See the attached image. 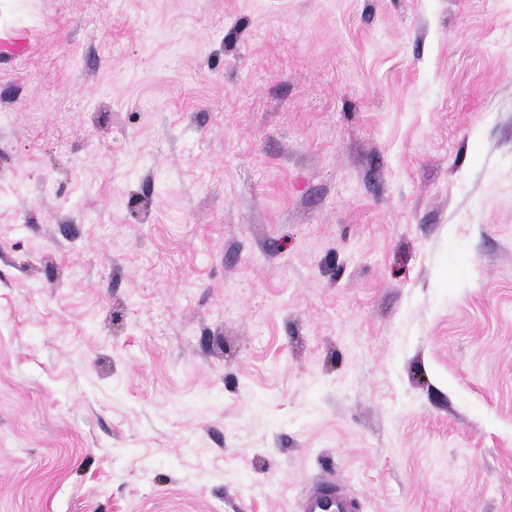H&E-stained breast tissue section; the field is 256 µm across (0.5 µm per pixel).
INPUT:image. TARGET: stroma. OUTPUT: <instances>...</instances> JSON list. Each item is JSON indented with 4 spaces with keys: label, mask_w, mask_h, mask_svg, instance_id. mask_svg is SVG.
I'll return each instance as SVG.
<instances>
[{
    "label": "stroma",
    "mask_w": 512,
    "mask_h": 512,
    "mask_svg": "<svg viewBox=\"0 0 512 512\" xmlns=\"http://www.w3.org/2000/svg\"><path fill=\"white\" fill-rule=\"evenodd\" d=\"M512 512V0H0V512ZM300 512H361L357 502L335 480L313 483L301 502Z\"/></svg>",
    "instance_id": "stroma-1"
}]
</instances>
